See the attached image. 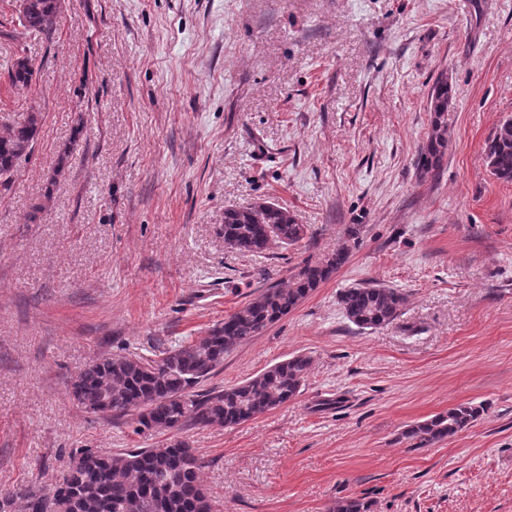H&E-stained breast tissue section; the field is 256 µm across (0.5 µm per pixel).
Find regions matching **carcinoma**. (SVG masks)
Returning <instances> with one entry per match:
<instances>
[{
  "label": "carcinoma",
  "mask_w": 512,
  "mask_h": 512,
  "mask_svg": "<svg viewBox=\"0 0 512 512\" xmlns=\"http://www.w3.org/2000/svg\"><path fill=\"white\" fill-rule=\"evenodd\" d=\"M62 0H19V18L27 32L47 38L55 29ZM31 62L18 59L11 84L30 85ZM448 80L434 83L429 101L431 127L419 150L421 175L435 178L448 154V110L453 105ZM40 113L0 129V189H8L20 161L30 154ZM491 175L512 183V117L501 120L486 143ZM307 229L287 208L262 201L224 211V244L242 254H258L273 243L296 244ZM341 247L321 263H304L284 287L269 286L214 324L203 336L169 348L154 358L112 355L87 364L71 384L70 395L89 413L131 417L137 435L176 433L188 427H226L245 423L295 399L301 392L311 357L297 354L244 382L220 390L196 387L224 365V354L281 320L347 261ZM407 296L383 285L344 289L339 296L346 318L361 330L393 322ZM480 409L460 405L418 423L407 437L426 448L467 429ZM206 462L187 442L173 440L152 448H127L110 455L82 448L69 457L59 482L0 488V512H213L201 473Z\"/></svg>",
  "instance_id": "1"
}]
</instances>
